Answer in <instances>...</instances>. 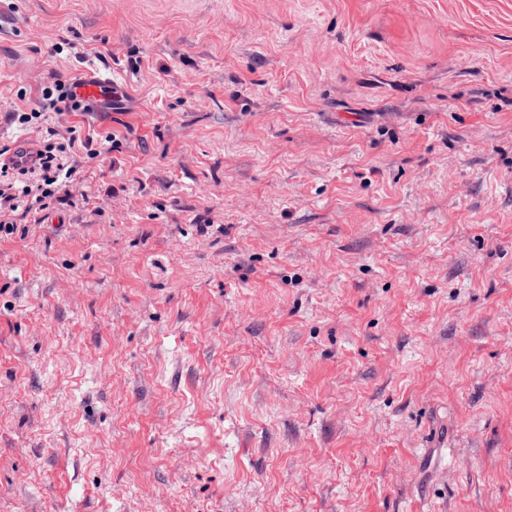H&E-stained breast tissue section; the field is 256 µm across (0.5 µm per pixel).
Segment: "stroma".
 I'll list each match as a JSON object with an SVG mask.
<instances>
[{
	"instance_id": "35a3bbf8",
	"label": "stroma",
	"mask_w": 512,
	"mask_h": 512,
	"mask_svg": "<svg viewBox=\"0 0 512 512\" xmlns=\"http://www.w3.org/2000/svg\"><path fill=\"white\" fill-rule=\"evenodd\" d=\"M0 14V512H512V0ZM112 76L108 72H103L91 79L87 85L78 89L79 94L86 100H98L105 95V91L112 88ZM79 83V81L68 84L55 82L52 87L44 89L43 96L45 100L52 102L55 112H63V110L58 107L59 103H63L67 111L77 112L82 109V101L79 99L76 92ZM101 144L94 147L93 138H85L82 141L75 137L70 138L67 143L48 138L43 141L35 154L27 144H20L15 151V161L9 157L3 162L2 155L9 149L1 147L0 239L13 235L18 229L17 223L2 220L6 211L14 213L21 207L26 215L30 213L34 215L62 200L60 191L66 186L65 183L72 177L74 171L66 162L71 151L77 146L84 149L92 158H98L104 150ZM64 170H66L65 180L61 179Z\"/></svg>"
}]
</instances>
